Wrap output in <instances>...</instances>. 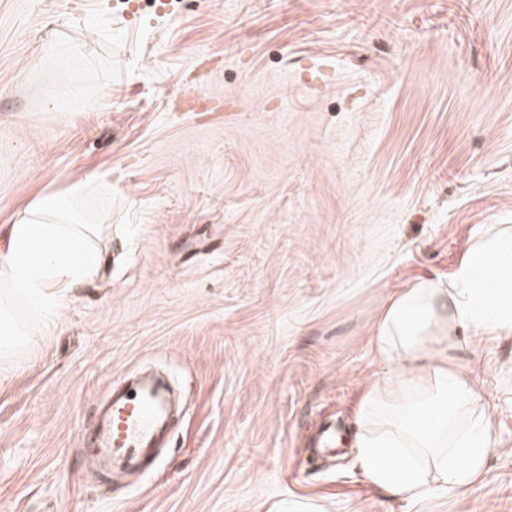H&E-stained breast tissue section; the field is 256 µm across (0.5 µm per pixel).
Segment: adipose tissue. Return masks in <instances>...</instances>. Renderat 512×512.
Instances as JSON below:
<instances>
[{
	"mask_svg": "<svg viewBox=\"0 0 512 512\" xmlns=\"http://www.w3.org/2000/svg\"><path fill=\"white\" fill-rule=\"evenodd\" d=\"M98 181L34 199L0 226V361L55 324L102 268L106 231L90 207ZM512 334V227L469 242L451 281L424 278L389 297L374 338L387 367L356 413V459L368 485L414 506L480 480L493 421L470 372L448 358L458 336Z\"/></svg>",
	"mask_w": 512,
	"mask_h": 512,
	"instance_id": "adipose-tissue-1",
	"label": "adipose tissue"
}]
</instances>
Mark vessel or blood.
<instances>
[{"label": "vessel or blood", "mask_w": 512, "mask_h": 512, "mask_svg": "<svg viewBox=\"0 0 512 512\" xmlns=\"http://www.w3.org/2000/svg\"><path fill=\"white\" fill-rule=\"evenodd\" d=\"M170 423L168 388L156 376L141 373L111 386L107 405L85 436L90 465L107 474L146 468Z\"/></svg>", "instance_id": "obj_1"}]
</instances>
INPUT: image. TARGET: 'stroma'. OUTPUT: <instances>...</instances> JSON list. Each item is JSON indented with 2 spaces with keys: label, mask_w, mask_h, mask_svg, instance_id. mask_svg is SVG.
I'll return each instance as SVG.
<instances>
[{
  "label": "stroma",
  "mask_w": 512,
  "mask_h": 512,
  "mask_svg": "<svg viewBox=\"0 0 512 512\" xmlns=\"http://www.w3.org/2000/svg\"><path fill=\"white\" fill-rule=\"evenodd\" d=\"M106 180L108 264L0 364V512H408L351 436L384 302L512 226V0H0V225ZM512 512V335L458 337ZM151 366L181 413L147 473L79 430Z\"/></svg>",
  "instance_id": "35a3bbf8"
}]
</instances>
